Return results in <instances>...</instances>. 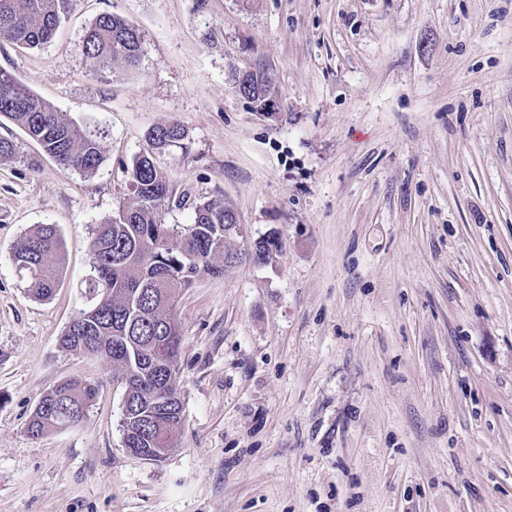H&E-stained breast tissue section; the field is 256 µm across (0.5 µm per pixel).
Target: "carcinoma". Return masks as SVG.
Returning <instances> with one entry per match:
<instances>
[{
  "instance_id": "carcinoma-1",
  "label": "carcinoma",
  "mask_w": 512,
  "mask_h": 512,
  "mask_svg": "<svg viewBox=\"0 0 512 512\" xmlns=\"http://www.w3.org/2000/svg\"><path fill=\"white\" fill-rule=\"evenodd\" d=\"M71 0H0V37L25 49H37L54 36L70 12ZM138 27L109 12L97 16L86 30L88 66L100 73L119 62L128 69L141 58ZM247 100L268 101L264 76L248 72ZM0 118L37 141L59 165L84 174L103 161L99 136L62 118L49 103L28 90L11 72L0 68ZM184 138L176 123L153 128L149 141L157 149ZM128 202L116 215L97 225L93 241V275L86 288L95 303L80 310L61 336V345L78 353L96 352L121 371L132 421L124 428L127 448H154L160 435L178 447L184 425L183 403L176 379L181 334L170 317L172 296L201 277L224 274V238L234 210L216 200L198 203L192 222L181 228L161 223L159 209L169 187L150 155H136L129 168ZM180 236L169 247L168 236ZM29 293L49 299L61 284V239L53 224L35 226L15 249ZM98 386L67 379L47 392L29 422L38 438L66 428L86 416Z\"/></svg>"
}]
</instances>
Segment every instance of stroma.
<instances>
[{
    "instance_id": "1",
    "label": "stroma",
    "mask_w": 512,
    "mask_h": 512,
    "mask_svg": "<svg viewBox=\"0 0 512 512\" xmlns=\"http://www.w3.org/2000/svg\"><path fill=\"white\" fill-rule=\"evenodd\" d=\"M103 12L138 27L136 69L90 70ZM0 68L103 152L67 170L0 121V512H512V0H73ZM147 151L162 223L218 199L227 248L280 242L179 295L184 427L157 463L124 444L115 367L60 345ZM37 224L64 255L45 301L13 262ZM71 377L99 387L84 420L30 436ZM148 137L152 146L157 149H163L179 144V141L184 138V131L178 124L169 123L153 128L149 132Z\"/></svg>"
}]
</instances>
